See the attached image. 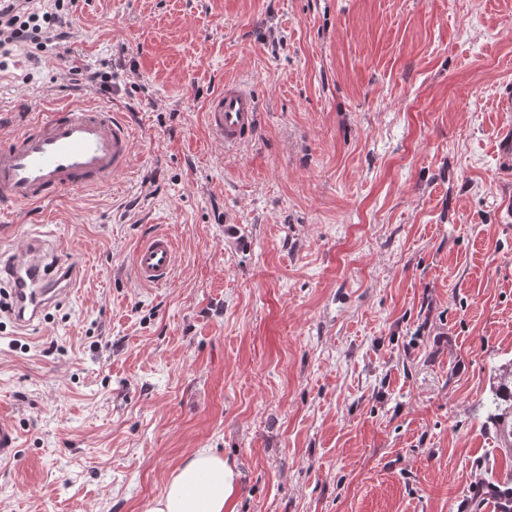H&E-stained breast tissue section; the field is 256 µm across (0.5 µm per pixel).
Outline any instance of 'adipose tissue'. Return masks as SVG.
Returning <instances> with one entry per match:
<instances>
[{"label":"adipose tissue","instance_id":"ef3b65f1","mask_svg":"<svg viewBox=\"0 0 512 512\" xmlns=\"http://www.w3.org/2000/svg\"><path fill=\"white\" fill-rule=\"evenodd\" d=\"M236 472L223 454L200 448L167 480L145 512H233Z\"/></svg>","mask_w":512,"mask_h":512}]
</instances>
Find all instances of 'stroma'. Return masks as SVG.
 Wrapping results in <instances>:
<instances>
[{
    "label": "stroma",
    "instance_id": "1",
    "mask_svg": "<svg viewBox=\"0 0 512 512\" xmlns=\"http://www.w3.org/2000/svg\"><path fill=\"white\" fill-rule=\"evenodd\" d=\"M40 56L0 59V112L106 106L133 156L0 218L83 268L34 330L0 317V512H145L199 448L234 466V512H459L480 485L500 512L512 0H78ZM228 80L261 105L230 150L204 114ZM155 230L177 262L144 286ZM177 258L175 239L156 231L137 248L133 265L136 278L143 284H166L173 275ZM20 434L16 425L0 417V465L11 463L15 460L19 449Z\"/></svg>",
    "mask_w": 512,
    "mask_h": 512
}]
</instances>
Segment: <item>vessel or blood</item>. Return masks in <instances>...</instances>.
Listing matches in <instances>:
<instances>
[{"instance_id":"obj_1","label":"vessel or blood","mask_w":512,"mask_h":512,"mask_svg":"<svg viewBox=\"0 0 512 512\" xmlns=\"http://www.w3.org/2000/svg\"><path fill=\"white\" fill-rule=\"evenodd\" d=\"M205 112L209 127L227 144L240 143L257 129L256 98L232 81L210 97ZM132 154L127 124L108 108L58 106L11 131L0 123V210L43 208L65 193L101 187L129 169ZM176 258L175 239L154 232L134 254L137 279L167 283ZM7 265L10 316L21 331L40 325L50 308L68 301L82 277L81 266L62 260L59 246L37 231L9 255ZM19 441L16 425L0 417V465L15 460Z\"/></svg>"}]
</instances>
